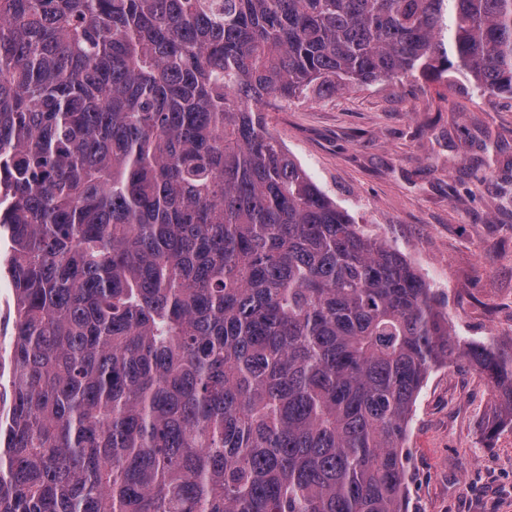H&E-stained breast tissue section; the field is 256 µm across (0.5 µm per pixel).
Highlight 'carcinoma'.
<instances>
[{
  "instance_id": "1",
  "label": "carcinoma",
  "mask_w": 512,
  "mask_h": 512,
  "mask_svg": "<svg viewBox=\"0 0 512 512\" xmlns=\"http://www.w3.org/2000/svg\"><path fill=\"white\" fill-rule=\"evenodd\" d=\"M417 71L512 99V0H0V512H406L439 362L512 425V355L267 127ZM14 291L4 269L0 273V410L7 412L12 404L10 381L15 366L13 360Z\"/></svg>"
}]
</instances>
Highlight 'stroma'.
Returning <instances> with one entry per match:
<instances>
[{
    "label": "stroma",
    "mask_w": 512,
    "mask_h": 512,
    "mask_svg": "<svg viewBox=\"0 0 512 512\" xmlns=\"http://www.w3.org/2000/svg\"><path fill=\"white\" fill-rule=\"evenodd\" d=\"M268 122L323 193L424 277L453 335L512 354V100L419 75L313 94ZM14 332L1 272V411ZM494 404L467 365L432 368L404 442L408 512H512V428L486 435Z\"/></svg>",
    "instance_id": "35a3bbf8"
}]
</instances>
